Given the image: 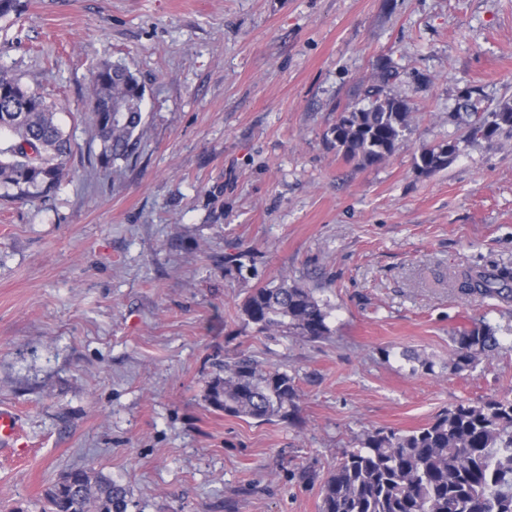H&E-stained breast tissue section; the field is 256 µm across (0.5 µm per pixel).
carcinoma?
I'll list each match as a JSON object with an SVG mask.
<instances>
[{"label":"carcinoma","instance_id":"cac0c4a2","mask_svg":"<svg viewBox=\"0 0 512 512\" xmlns=\"http://www.w3.org/2000/svg\"><path fill=\"white\" fill-rule=\"evenodd\" d=\"M394 77L386 66L367 89L370 106L342 112L330 130L331 144L359 164L391 156L409 131V106L383 94ZM145 86L124 65L100 62L83 99L102 149L96 157L107 176L117 160L136 152ZM472 134L512 137V106L505 103L471 124ZM0 197L27 202L54 192L68 175L76 144L56 120L45 96L0 66ZM457 145L426 146L416 168L431 174L448 167ZM463 295L512 300V266L493 272L469 268L456 276ZM241 315L261 331H281L310 340L331 335L328 312L313 289L283 277L251 292ZM454 367L476 368L504 348L490 324L452 337ZM294 378L263 369L252 360L224 364V377L209 382L206 399L237 418L288 421L297 413ZM130 491L101 472L69 469L48 487L49 512H126ZM321 512H512V393L486 402L461 401L412 430L369 431L360 447L344 452L325 479Z\"/></svg>","mask_w":512,"mask_h":512}]
</instances>
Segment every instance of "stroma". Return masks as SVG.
I'll return each instance as SVG.
<instances>
[{"mask_svg":"<svg viewBox=\"0 0 512 512\" xmlns=\"http://www.w3.org/2000/svg\"><path fill=\"white\" fill-rule=\"evenodd\" d=\"M0 63L57 105L79 150L48 198L0 199V512L91 466L127 512H320L343 453L461 400L512 389V350L452 364L461 327L512 336V302L458 293L512 265V138L449 123L512 103V0H24ZM145 85L136 154L102 176L82 107L98 61ZM408 102L403 145L346 161L344 109ZM458 145L424 175L421 147ZM288 277L329 313L324 340L262 332L239 308ZM245 357L295 381L297 416L241 419L209 382ZM429 360L432 370L421 368ZM18 440V425L13 412L0 409V447L13 448Z\"/></svg>","mask_w":512,"mask_h":512,"instance_id":"1","label":"stroma"}]
</instances>
